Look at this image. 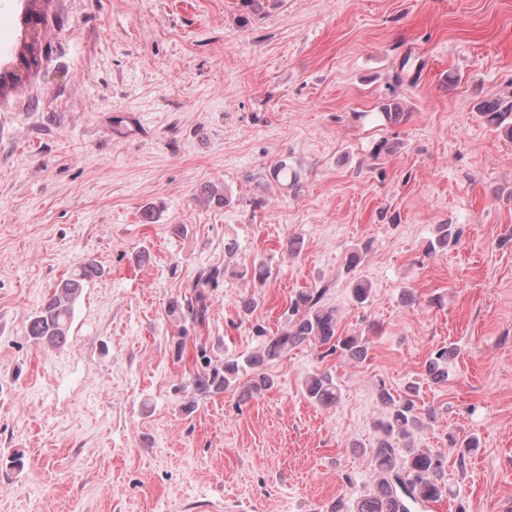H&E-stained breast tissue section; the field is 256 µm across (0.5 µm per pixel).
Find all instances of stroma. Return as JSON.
Segmentation results:
<instances>
[{"label":"stroma","mask_w":512,"mask_h":512,"mask_svg":"<svg viewBox=\"0 0 512 512\" xmlns=\"http://www.w3.org/2000/svg\"><path fill=\"white\" fill-rule=\"evenodd\" d=\"M38 7L39 65L0 92V512H328L371 484L380 389L413 383L435 411L415 442L448 457L447 500L416 512H512V139L477 110L512 100V0ZM24 10L0 0L1 67ZM393 100L405 118L382 124ZM281 164L297 186L272 179ZM210 182L227 206L198 201ZM88 259L102 273L66 344L38 348L31 314ZM258 263L266 282L240 278ZM208 267L224 271L208 319L175 353L166 302ZM303 288L366 358L299 347L264 395L194 398L190 375L256 351ZM444 347L447 380L425 381ZM318 369L335 407L302 393Z\"/></svg>","instance_id":"35a3bbf8"}]
</instances>
